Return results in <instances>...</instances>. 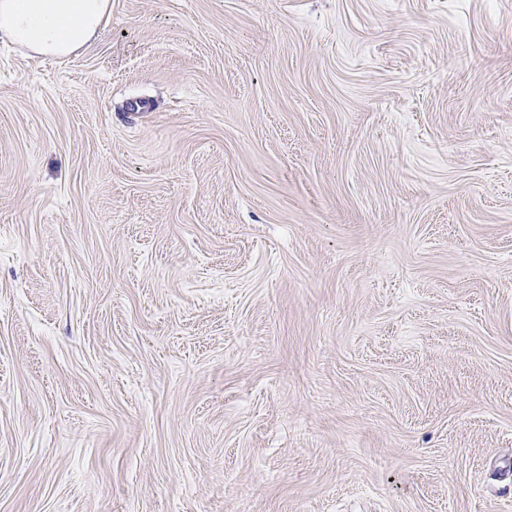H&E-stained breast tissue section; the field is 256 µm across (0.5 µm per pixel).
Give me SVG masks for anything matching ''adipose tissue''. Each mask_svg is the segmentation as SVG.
<instances>
[{
  "label": "adipose tissue",
  "instance_id": "1",
  "mask_svg": "<svg viewBox=\"0 0 512 512\" xmlns=\"http://www.w3.org/2000/svg\"><path fill=\"white\" fill-rule=\"evenodd\" d=\"M110 13V0H0V39L35 55L84 50Z\"/></svg>",
  "mask_w": 512,
  "mask_h": 512
}]
</instances>
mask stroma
<instances>
[{"mask_svg":"<svg viewBox=\"0 0 512 512\" xmlns=\"http://www.w3.org/2000/svg\"><path fill=\"white\" fill-rule=\"evenodd\" d=\"M0 512H512V0L0 41Z\"/></svg>","mask_w":512,"mask_h":512,"instance_id":"obj_1","label":"stroma"}]
</instances>
